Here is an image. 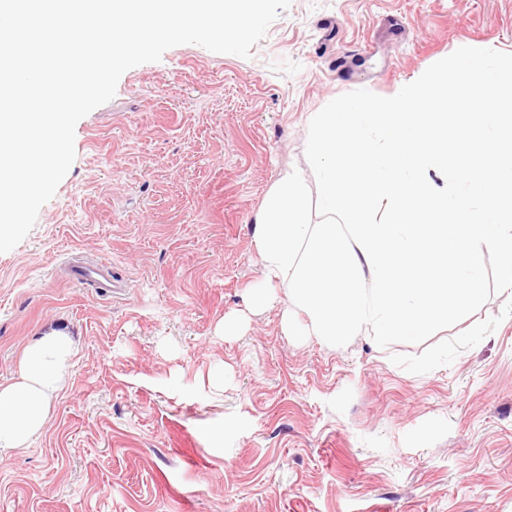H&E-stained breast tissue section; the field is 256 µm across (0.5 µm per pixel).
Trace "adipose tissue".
Returning <instances> with one entry per match:
<instances>
[{
  "label": "adipose tissue",
  "instance_id": "ef3b65f1",
  "mask_svg": "<svg viewBox=\"0 0 512 512\" xmlns=\"http://www.w3.org/2000/svg\"><path fill=\"white\" fill-rule=\"evenodd\" d=\"M76 353L71 338L58 331L25 348L14 382L0 385V459L28 447L40 434Z\"/></svg>",
  "mask_w": 512,
  "mask_h": 512
}]
</instances>
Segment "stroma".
<instances>
[{
	"label": "stroma",
	"instance_id": "1",
	"mask_svg": "<svg viewBox=\"0 0 512 512\" xmlns=\"http://www.w3.org/2000/svg\"><path fill=\"white\" fill-rule=\"evenodd\" d=\"M463 46L512 53V0H292L251 58L185 44L122 75L0 253V384L42 336L78 349L41 435L0 461V512H512V290L386 347L294 340L281 288L248 305L263 199L287 169L316 183V112ZM76 252L122 294L68 280Z\"/></svg>",
	"mask_w": 512,
	"mask_h": 512
}]
</instances>
